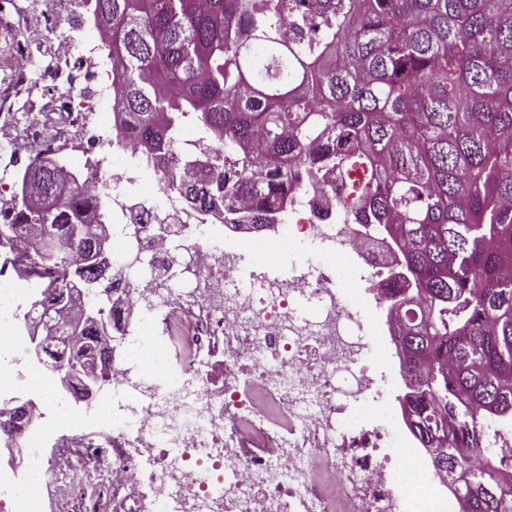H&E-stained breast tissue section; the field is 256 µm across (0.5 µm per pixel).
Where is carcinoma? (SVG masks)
Wrapping results in <instances>:
<instances>
[{"instance_id": "1", "label": "carcinoma", "mask_w": 512, "mask_h": 512, "mask_svg": "<svg viewBox=\"0 0 512 512\" xmlns=\"http://www.w3.org/2000/svg\"><path fill=\"white\" fill-rule=\"evenodd\" d=\"M93 14L123 133L189 207L244 196L250 223L274 224L298 178H328L343 220L389 237L419 312L402 340L419 442L459 481L460 512H512L483 422L512 425V0H95ZM189 129L224 149L184 183L176 170L201 154L180 144ZM18 182L0 246L39 237L23 275L47 283L34 304L61 339L34 347L72 377L68 329L91 355L105 335L107 306L80 301L112 273L103 224L80 220L84 190L52 157Z\"/></svg>"}]
</instances>
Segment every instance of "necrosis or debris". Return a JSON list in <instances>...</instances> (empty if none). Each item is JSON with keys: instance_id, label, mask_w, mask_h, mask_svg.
I'll list each match as a JSON object with an SVG mask.
<instances>
[{"instance_id": "4bbe7bcc", "label": "necrosis or debris", "mask_w": 512, "mask_h": 512, "mask_svg": "<svg viewBox=\"0 0 512 512\" xmlns=\"http://www.w3.org/2000/svg\"><path fill=\"white\" fill-rule=\"evenodd\" d=\"M67 63L47 73L54 110L24 132L27 154L44 157L77 135L88 149L73 173L112 200L102 216L112 241L109 327L128 338L112 366V398L76 410L57 390L49 360L20 328L39 315L44 283L19 275L32 243L0 258V411L24 382L32 414L0 447L21 448L26 471L0 469V512H43L67 501L62 467L106 469L118 512H457L453 484L432 479L426 452L384 382L397 349L393 311L365 316L402 287L400 257L369 227L342 223L326 183L309 184L279 224L201 215L161 185L147 154L113 123L118 79L95 25L65 36ZM325 258H304L306 245ZM257 269L236 276L243 254ZM288 274L270 276L280 258ZM185 286L159 291L173 270ZM312 307L299 314L298 301ZM157 341L158 367L136 346Z\"/></svg>"}]
</instances>
